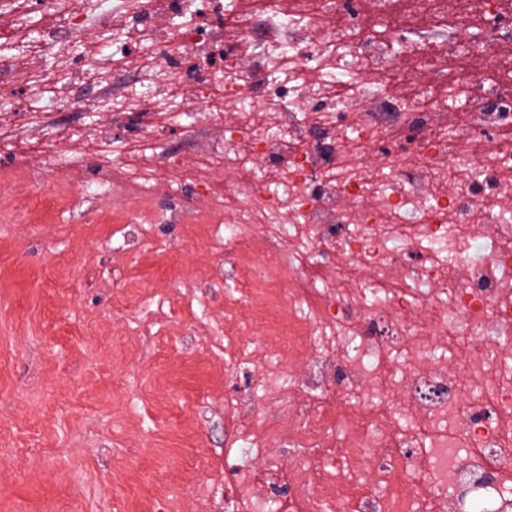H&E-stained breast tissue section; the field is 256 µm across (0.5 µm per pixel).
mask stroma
Returning a JSON list of instances; mask_svg holds the SVG:
<instances>
[{
  "label": "stroma",
  "instance_id": "stroma-1",
  "mask_svg": "<svg viewBox=\"0 0 512 512\" xmlns=\"http://www.w3.org/2000/svg\"><path fill=\"white\" fill-rule=\"evenodd\" d=\"M93 218L0 223V512H152L157 494L187 498L185 465L224 446L211 397L224 355L183 336L186 315L162 322L165 357L112 361L131 338L113 269L160 296L218 249L157 224L131 254Z\"/></svg>",
  "mask_w": 512,
  "mask_h": 512
}]
</instances>
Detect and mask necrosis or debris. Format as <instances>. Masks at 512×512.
I'll list each match as a JSON object with an SVG mask.
<instances>
[{
  "instance_id": "obj_1",
  "label": "necrosis or debris",
  "mask_w": 512,
  "mask_h": 512,
  "mask_svg": "<svg viewBox=\"0 0 512 512\" xmlns=\"http://www.w3.org/2000/svg\"><path fill=\"white\" fill-rule=\"evenodd\" d=\"M52 0L59 28L95 26L79 72L28 43L0 61L16 85L52 75L62 94L17 115L0 141L27 168L65 180L76 204L127 183L136 211L101 207L138 251L155 222L148 192L190 188L200 230L224 249V305L204 275L170 289L193 335L218 337L230 375V444L198 458L185 512H448V492L512 480V82L487 86L500 55L433 54L441 26L493 36L512 0ZM159 86L110 85L113 69ZM463 101L448 126L447 86ZM61 109L111 114L51 139ZM189 117L185 164L157 145ZM100 156L90 171L78 157Z\"/></svg>"
}]
</instances>
